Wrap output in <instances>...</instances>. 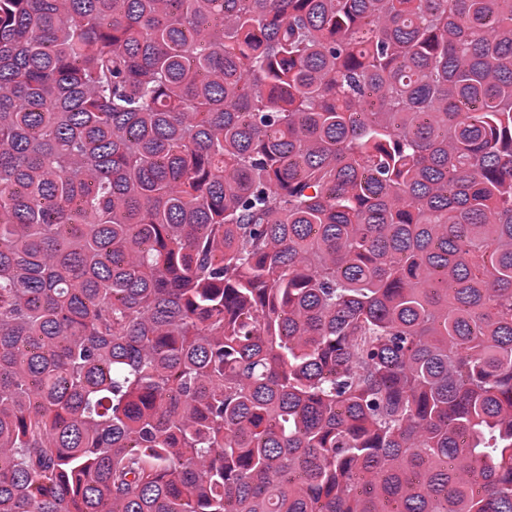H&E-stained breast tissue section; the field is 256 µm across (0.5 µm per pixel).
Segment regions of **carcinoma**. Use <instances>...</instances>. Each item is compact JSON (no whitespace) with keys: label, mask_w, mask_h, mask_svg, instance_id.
Segmentation results:
<instances>
[{"label":"carcinoma","mask_w":512,"mask_h":512,"mask_svg":"<svg viewBox=\"0 0 512 512\" xmlns=\"http://www.w3.org/2000/svg\"><path fill=\"white\" fill-rule=\"evenodd\" d=\"M0 512H512V0H0Z\"/></svg>","instance_id":"cac0c4a2"}]
</instances>
